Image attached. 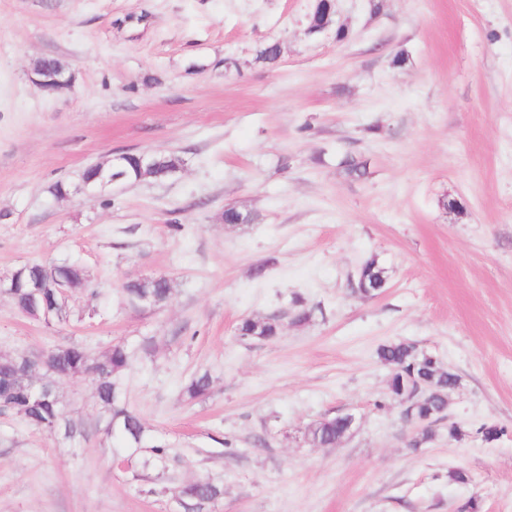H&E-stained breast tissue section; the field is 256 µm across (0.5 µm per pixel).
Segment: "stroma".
<instances>
[{"label":"stroma","mask_w":512,"mask_h":512,"mask_svg":"<svg viewBox=\"0 0 512 512\" xmlns=\"http://www.w3.org/2000/svg\"><path fill=\"white\" fill-rule=\"evenodd\" d=\"M312 3L0 0V277L66 260L91 283L49 324L0 295V354L125 345L128 406L168 448L136 479L92 376L59 381L85 435L0 413V512H184L177 491L200 477L224 489L202 512H512V0H333L314 35ZM270 42L278 61H257ZM46 57L71 90L33 86ZM142 151L184 164L93 200L49 191ZM229 206L251 222L226 225ZM372 257L387 284L362 298ZM154 276L167 305L131 306L125 283ZM298 303L305 325L238 335ZM394 340L457 374L462 440L441 426L407 447L376 354ZM202 372L209 394L186 401ZM346 412L335 446L306 443Z\"/></svg>","instance_id":"stroma-1"}]
</instances>
